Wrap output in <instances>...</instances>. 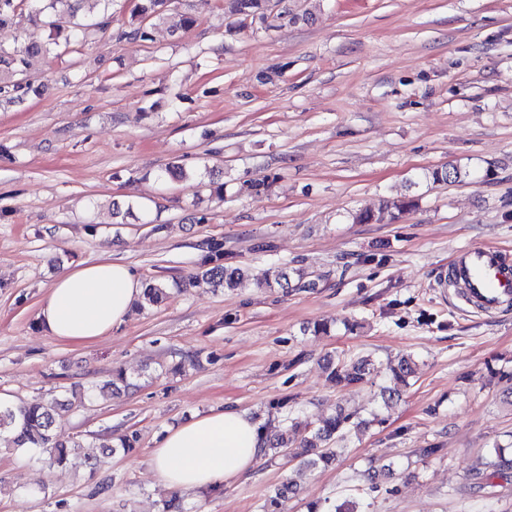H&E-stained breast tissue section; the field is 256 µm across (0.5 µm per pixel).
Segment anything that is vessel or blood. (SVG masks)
<instances>
[{
	"label": "vessel or blood",
	"instance_id": "b4317fda",
	"mask_svg": "<svg viewBox=\"0 0 512 512\" xmlns=\"http://www.w3.org/2000/svg\"><path fill=\"white\" fill-rule=\"evenodd\" d=\"M448 282L455 298L486 314L512 303V266L493 246H479L460 254Z\"/></svg>",
	"mask_w": 512,
	"mask_h": 512
}]
</instances>
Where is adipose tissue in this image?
<instances>
[{"mask_svg":"<svg viewBox=\"0 0 512 512\" xmlns=\"http://www.w3.org/2000/svg\"><path fill=\"white\" fill-rule=\"evenodd\" d=\"M142 282L121 261L102 257L59 275L41 301L43 331L68 345H90L131 313ZM263 433L246 415L231 410L198 414L170 429L153 449L150 466L165 488L203 491L233 481L263 453Z\"/></svg>","mask_w":512,"mask_h":512,"instance_id":"obj_1","label":"adipose tissue"}]
</instances>
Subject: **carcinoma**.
<instances>
[{
    "label": "carcinoma",
    "instance_id": "carcinoma-1",
    "mask_svg": "<svg viewBox=\"0 0 512 512\" xmlns=\"http://www.w3.org/2000/svg\"><path fill=\"white\" fill-rule=\"evenodd\" d=\"M82 0H0V25L23 16L36 26L49 30L48 39H32L22 49L13 51L0 47V94L15 93L16 99H22L20 92L27 85L15 79L23 74L27 58L38 54H50L61 48L80 44L84 34L91 30H106L112 26V15L104 12L98 16L78 17L79 3ZM129 10L128 25L117 31L120 39H146L148 33L144 21L153 17H161L166 11L168 0H125ZM231 12L239 16L240 24L247 25L248 20L265 19V0H229ZM385 207L378 210L357 211L352 215L356 224L379 223L383 221ZM244 272L238 267L217 263L200 272L201 278L216 287L233 288ZM168 296L166 288L150 284L143 291L142 305H156ZM331 380L347 385L361 383L374 372V365L368 357H339L327 363ZM416 363L409 355L400 358L392 369L395 380L407 383V379L415 376ZM132 386V382L123 369L112 373L111 379L102 386H91L72 393V398H63L52 394L48 398L35 403H20L7 406L0 405V434L11 435L12 447L8 452L23 459L36 460L49 469L62 466L67 461L68 445L57 438L56 415L58 410L72 405L91 404L106 389L118 394L122 389ZM351 416L341 410L321 420L314 427L299 428L295 422L288 423L264 442V454L276 459L286 458L296 461L307 468L316 469L336 461L340 448L338 443L345 440ZM137 433L122 435L118 442H112L110 436H98L88 444L93 452L87 454V460L96 468L108 463L119 451L128 452L137 443ZM495 458L488 467L492 473L505 476L512 469V458L505 456L503 449H494ZM296 492V487L289 481L276 486L273 494L265 504L266 512H283L289 495Z\"/></svg>",
    "mask_w": 512,
    "mask_h": 512
}]
</instances>
